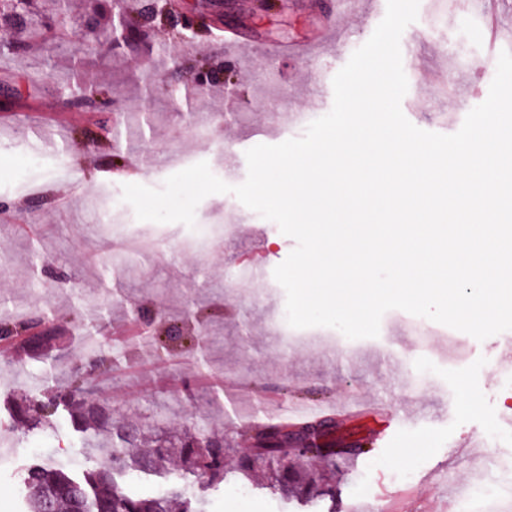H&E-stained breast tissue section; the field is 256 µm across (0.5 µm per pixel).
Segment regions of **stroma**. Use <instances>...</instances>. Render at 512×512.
<instances>
[{
  "mask_svg": "<svg viewBox=\"0 0 512 512\" xmlns=\"http://www.w3.org/2000/svg\"><path fill=\"white\" fill-rule=\"evenodd\" d=\"M435 12L420 0L417 20L403 32L400 47L408 91L401 102L415 126L440 134L457 132L475 106L484 102L500 48L475 18L471 0H446ZM91 20L82 0L55 15L52 0H34L37 25L16 36L15 21L0 15V36L10 46L0 54V297L30 316L50 315L65 328L62 361L79 354L90 328L82 300L99 298L110 320L155 311L156 328L175 327L167 348L115 346L106 350L103 372L89 385L95 402L116 421H135L155 430L157 405H169L167 431L187 418L212 419L227 445L225 480L201 494L205 512H458V501L478 478L500 477L512 464V380L498 369L512 330L479 341L435 324L421 341L412 314L386 312L378 337L351 340L327 327L295 329L273 316L286 306L274 268L296 242L278 225L244 206L234 195L212 194L196 209L195 227L137 220L122 199L129 183L161 187L173 170L154 159L179 155L186 165L207 162L228 184L247 177L245 152L258 144H278L304 134L296 125L276 129L268 109L327 114L334 101L332 81L352 53L372 35L364 5L339 8L337 0H279L276 10H258L254 0H217L214 17L202 24L197 0H122L124 18L142 31L132 44L94 51L112 26V0H100ZM346 35L336 43L325 35L327 20ZM226 46L206 48L213 34ZM312 43L304 57L285 56L268 64L263 46ZM230 71L238 100L223 82L204 94L193 89L200 68ZM103 88L107 104L66 103L60 73ZM183 90L180 103L149 97L158 81ZM126 127L129 143L114 146V121ZM140 236L156 240V251L133 256L112 249L127 279L102 282V259L95 249L99 227L93 215L104 190ZM53 258L47 274L31 276L32 247ZM262 266L257 288L234 284L240 264ZM73 277L72 293L55 284ZM44 291L35 299L31 284ZM193 318H185L184 309ZM211 321L218 344L210 359L197 363L187 349L199 321ZM40 359H0V512H27L21 469L54 461L82 475L102 459L100 449L70 423L27 428L10 416L37 391L33 375ZM247 384L238 401H189L185 382L205 377L211 389ZM480 397L478 412H465L461 389ZM336 406L335 437L349 446L346 462L311 491L274 490L264 472L249 484L235 475L237 459L249 443L245 431L267 427L263 412L289 404Z\"/></svg>",
  "mask_w": 512,
  "mask_h": 512,
  "instance_id": "35a3bbf8",
  "label": "stroma"
}]
</instances>
